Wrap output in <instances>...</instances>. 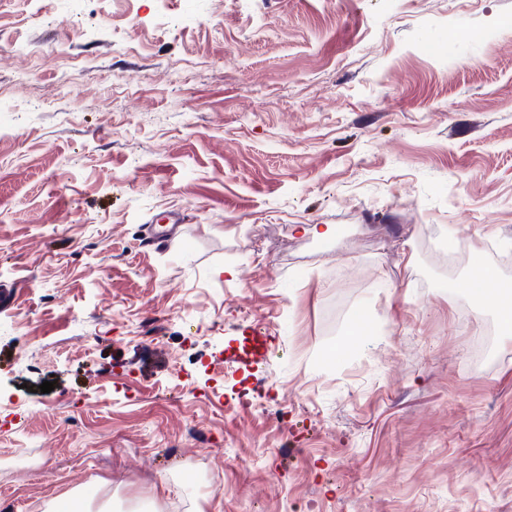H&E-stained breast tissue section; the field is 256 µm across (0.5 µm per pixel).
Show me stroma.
<instances>
[{
    "instance_id": "stroma-1",
    "label": "stroma",
    "mask_w": 512,
    "mask_h": 512,
    "mask_svg": "<svg viewBox=\"0 0 512 512\" xmlns=\"http://www.w3.org/2000/svg\"><path fill=\"white\" fill-rule=\"evenodd\" d=\"M474 252L512 283V0H0V512H512Z\"/></svg>"
}]
</instances>
